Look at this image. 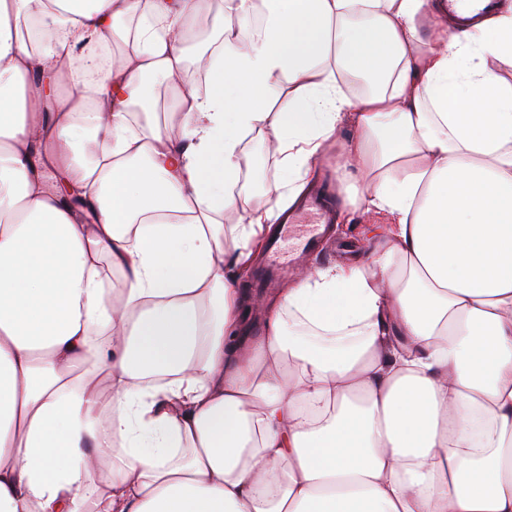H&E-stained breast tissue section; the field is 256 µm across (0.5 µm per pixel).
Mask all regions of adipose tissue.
<instances>
[{"mask_svg": "<svg viewBox=\"0 0 512 512\" xmlns=\"http://www.w3.org/2000/svg\"><path fill=\"white\" fill-rule=\"evenodd\" d=\"M208 10L202 96L184 45ZM444 14L0 0V512H512V0ZM331 149L380 243L303 270L250 333L224 256ZM248 148L256 159V165L253 167L254 176L259 172L264 179L255 181L256 183H263L279 176V158L268 155L259 138L256 140L250 139Z\"/></svg>", "mask_w": 512, "mask_h": 512, "instance_id": "adipose-tissue-1", "label": "adipose tissue"}]
</instances>
